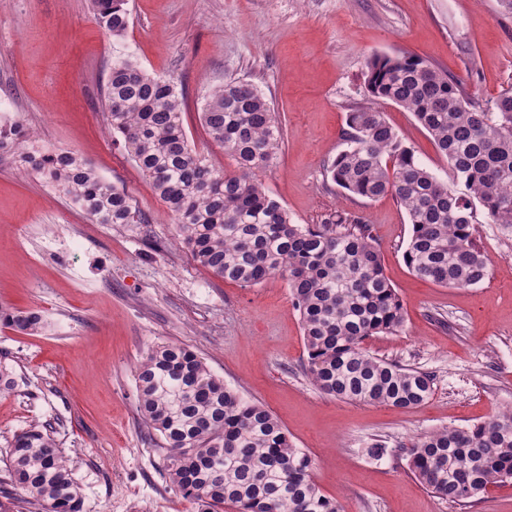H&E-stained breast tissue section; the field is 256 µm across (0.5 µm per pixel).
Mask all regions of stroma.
Returning <instances> with one entry per match:
<instances>
[{
	"mask_svg": "<svg viewBox=\"0 0 512 512\" xmlns=\"http://www.w3.org/2000/svg\"><path fill=\"white\" fill-rule=\"evenodd\" d=\"M118 41L91 0H0V120L22 123L32 147L71 151L125 191L142 224L95 223L71 198L0 151V305L40 311L43 331L0 327V504L23 512L7 479L14 434L47 427L70 459L84 512H198L171 487L168 455L137 411L134 368L173 342L203 358L226 387L264 405L307 450L313 478L341 512H512V482L457 505L410 474L403 447L512 409V229L478 222L486 279L451 288L416 276L411 235L393 197L368 201L326 175L349 112L369 105L366 61L411 53L458 77L483 108L512 89V11L501 0H128ZM116 56L171 80L186 131L214 165L234 171L201 126L206 94L225 80L254 84L282 121L269 194L294 223L336 214L370 224L405 312L394 333L368 338L378 358L429 373V399L407 410L351 403L309 380L287 283L243 287L215 277L176 246V225L150 181L105 130L103 89ZM388 122L439 177L448 163L411 113ZM383 444V457L370 455Z\"/></svg>",
	"mask_w": 512,
	"mask_h": 512,
	"instance_id": "1",
	"label": "stroma"
}]
</instances>
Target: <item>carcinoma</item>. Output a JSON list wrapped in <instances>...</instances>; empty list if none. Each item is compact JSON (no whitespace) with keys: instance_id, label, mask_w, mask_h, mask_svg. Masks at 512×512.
<instances>
[{"instance_id":"cac0c4a2","label":"carcinoma","mask_w":512,"mask_h":512,"mask_svg":"<svg viewBox=\"0 0 512 512\" xmlns=\"http://www.w3.org/2000/svg\"><path fill=\"white\" fill-rule=\"evenodd\" d=\"M95 21L114 40L129 27L127 0H91ZM369 97L412 113L449 166L450 179L425 167L415 150L367 106L349 113L342 149L327 167L340 189L366 200L393 196L412 225L404 260L417 276L468 288L487 276L474 212L512 228V90L488 111L461 81L418 56H370ZM107 124L175 216L179 242L213 275L254 286L287 281L307 351L306 373L339 400L407 409L432 392L429 374L370 355L364 341L402 328V304L387 280L370 225L336 216L295 224L268 195L261 175L274 166L282 124L252 84L227 80L206 97L199 119L236 164L228 173L188 139L174 85L117 57L105 85ZM30 140L19 123L0 126V150ZM21 162L77 203L97 224H145L129 197L70 151L33 149ZM0 323L24 335L44 328L35 310L0 307ZM137 410L170 451L169 481L199 512H340L312 477L313 460L293 446L263 405L224 386L189 348L148 350L135 374ZM411 474L438 497L466 504L512 475V411L444 429L406 446ZM8 477L42 512H83L68 459L45 430L14 435Z\"/></svg>"}]
</instances>
